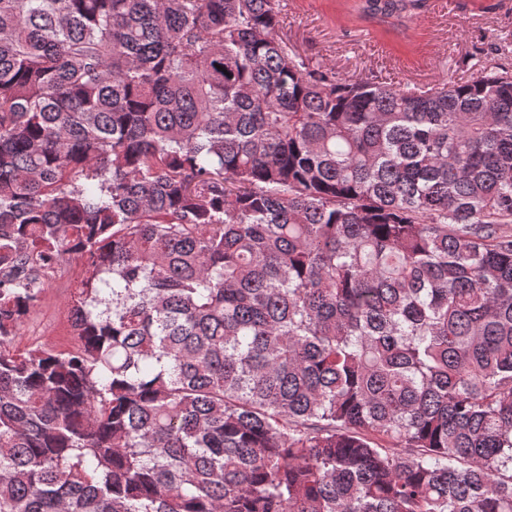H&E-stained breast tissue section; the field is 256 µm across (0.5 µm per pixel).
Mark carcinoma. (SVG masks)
<instances>
[{"label": "carcinoma", "mask_w": 512, "mask_h": 512, "mask_svg": "<svg viewBox=\"0 0 512 512\" xmlns=\"http://www.w3.org/2000/svg\"><path fill=\"white\" fill-rule=\"evenodd\" d=\"M281 29L0 0V512H512V69ZM72 259L76 346L14 350Z\"/></svg>", "instance_id": "obj_1"}]
</instances>
